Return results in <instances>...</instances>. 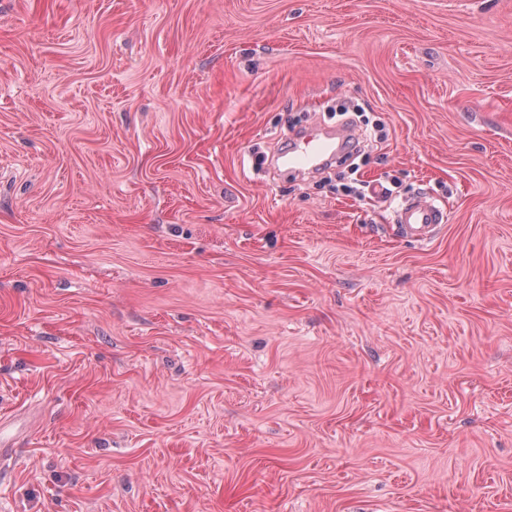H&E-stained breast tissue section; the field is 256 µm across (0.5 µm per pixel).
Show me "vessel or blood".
Instances as JSON below:
<instances>
[{
	"instance_id": "obj_1",
	"label": "vessel or blood",
	"mask_w": 512,
	"mask_h": 512,
	"mask_svg": "<svg viewBox=\"0 0 512 512\" xmlns=\"http://www.w3.org/2000/svg\"><path fill=\"white\" fill-rule=\"evenodd\" d=\"M354 140V132L345 126L304 125L289 134L288 145L276 154L274 164L289 175L314 174L345 156ZM447 220L446 210L421 200L403 202L395 215L400 234L418 242L428 241Z\"/></svg>"
}]
</instances>
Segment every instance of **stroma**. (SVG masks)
Here are the masks:
<instances>
[{"label": "stroma", "instance_id": "obj_1", "mask_svg": "<svg viewBox=\"0 0 512 512\" xmlns=\"http://www.w3.org/2000/svg\"><path fill=\"white\" fill-rule=\"evenodd\" d=\"M340 99L391 196L272 175ZM2 416L0 512H512V0H0ZM447 220L446 210L434 202L421 200L403 202L395 215L400 234L418 242L428 241Z\"/></svg>", "mask_w": 512, "mask_h": 512}]
</instances>
